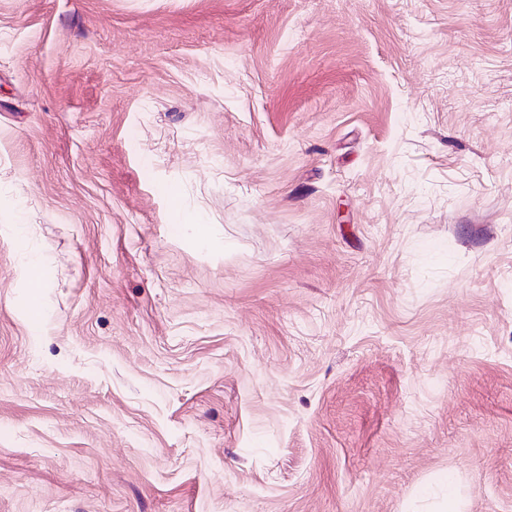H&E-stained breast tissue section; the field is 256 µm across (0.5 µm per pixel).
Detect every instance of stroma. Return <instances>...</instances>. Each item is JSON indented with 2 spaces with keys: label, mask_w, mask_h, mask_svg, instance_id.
<instances>
[{
  "label": "stroma",
  "mask_w": 512,
  "mask_h": 512,
  "mask_svg": "<svg viewBox=\"0 0 512 512\" xmlns=\"http://www.w3.org/2000/svg\"><path fill=\"white\" fill-rule=\"evenodd\" d=\"M449 488L512 512V0H0V512Z\"/></svg>",
  "instance_id": "1"
}]
</instances>
